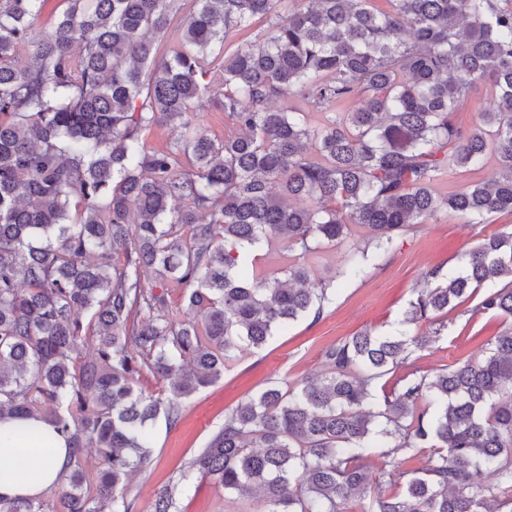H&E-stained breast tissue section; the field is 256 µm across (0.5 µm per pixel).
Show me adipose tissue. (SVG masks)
<instances>
[{"mask_svg":"<svg viewBox=\"0 0 512 512\" xmlns=\"http://www.w3.org/2000/svg\"><path fill=\"white\" fill-rule=\"evenodd\" d=\"M72 464L68 443L42 419H0V497L32 499L58 486Z\"/></svg>","mask_w":512,"mask_h":512,"instance_id":"1","label":"adipose tissue"}]
</instances>
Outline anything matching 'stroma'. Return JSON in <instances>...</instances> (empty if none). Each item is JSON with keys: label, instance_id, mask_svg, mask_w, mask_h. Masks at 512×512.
<instances>
[{"label": "stroma", "instance_id": "1", "mask_svg": "<svg viewBox=\"0 0 512 512\" xmlns=\"http://www.w3.org/2000/svg\"><path fill=\"white\" fill-rule=\"evenodd\" d=\"M223 74L219 67L210 71L209 92L195 100L188 113L192 123L216 141L235 132L218 101ZM508 226H512V217L505 214L493 215L484 224H471L459 213L440 210L427 223L411 225L388 254L370 259L365 277L351 280L342 272L348 253L364 247V228H353L344 241L308 255L284 243L259 247L254 253L259 269L280 272L293 264L308 265L314 278L335 283L333 298L321 316L306 314L263 348L227 363L222 380L185 400L175 427L157 423L152 462L131 479L126 491L132 512H151L156 493L175 482L179 470L205 448L223 426L225 414L239 402L268 386L287 389L320 375L325 369L323 352L335 341L367 329L393 332L423 288L428 271L458 269L468 250ZM506 326V320L491 311L473 315L459 307L434 315L416 330L437 332L438 338L429 349L414 352L411 367L432 376L460 361L480 358L484 342ZM178 510L257 512L253 501L224 493L208 478L179 496Z\"/></svg>", "mask_w": 512, "mask_h": 512}]
</instances>
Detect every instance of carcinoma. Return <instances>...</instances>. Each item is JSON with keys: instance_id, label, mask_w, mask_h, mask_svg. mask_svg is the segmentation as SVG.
I'll use <instances>...</instances> for the list:
<instances>
[{"instance_id": "1", "label": "carcinoma", "mask_w": 512, "mask_h": 512, "mask_svg": "<svg viewBox=\"0 0 512 512\" xmlns=\"http://www.w3.org/2000/svg\"><path fill=\"white\" fill-rule=\"evenodd\" d=\"M47 2L0 0V417L53 409L44 420L73 462L56 501L0 512H131L126 486L151 462L157 419L176 426L182 401L227 362L330 299L305 266L257 273L252 249L278 240L306 254L360 225L380 255L441 208L478 224L512 216V0H194L168 55L176 0H61L33 41ZM256 17L261 41L224 56L221 106L237 133L216 142L184 117L208 91L211 56ZM480 82L492 105L464 128L453 114ZM160 124L177 133L154 150L142 133ZM489 153L494 180L433 194ZM366 261L350 252L342 275L363 276ZM429 277L443 283L410 303L401 329L334 343L325 373L226 414L151 512H178L176 495L203 477L263 512H347L355 497L369 499L362 512H512V327L480 360L407 370L439 335L411 326L435 314L479 294L474 312L512 319V230ZM151 278L184 286L202 322L175 320ZM152 379L165 397L143 386ZM427 443L438 462L401 469L395 454ZM374 458L390 490L368 498ZM486 471L495 482L475 483ZM63 8L59 0H49L43 7L42 12L35 20L32 28V36L34 39L40 38L50 29L55 15Z\"/></svg>"}]
</instances>
